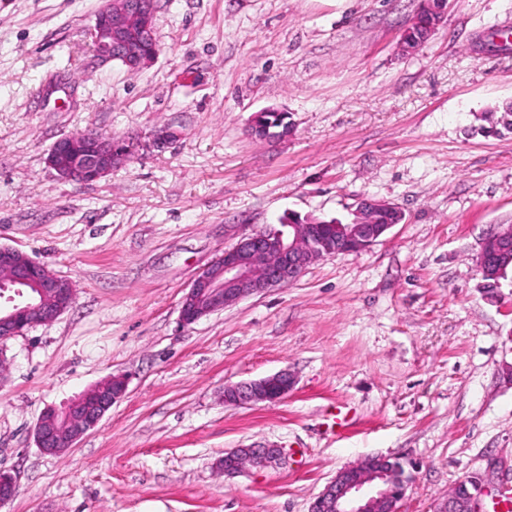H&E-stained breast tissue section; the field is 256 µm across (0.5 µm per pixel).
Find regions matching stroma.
<instances>
[{
	"label": "stroma",
	"instance_id": "1",
	"mask_svg": "<svg viewBox=\"0 0 512 512\" xmlns=\"http://www.w3.org/2000/svg\"><path fill=\"white\" fill-rule=\"evenodd\" d=\"M107 0H0V244L76 289L71 308L0 345V512H310L346 466L401 462V512L459 481L512 490V274L487 292L475 259L512 225V0H450L413 54L420 0H156L158 53L139 71L95 55ZM287 112L282 138L252 116ZM175 139L156 150L154 132ZM94 130L130 143L94 182L46 158ZM405 219L369 249L310 265L185 325L195 276L292 216L349 220L361 200ZM288 371L275 403L225 387ZM125 395L66 455L35 424L97 383ZM343 405L349 430L327 428ZM283 458L225 477L232 448Z\"/></svg>",
	"mask_w": 512,
	"mask_h": 512
}]
</instances>
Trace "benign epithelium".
Returning <instances> with one entry per match:
<instances>
[{"instance_id": "7a95c632", "label": "benign epithelium", "mask_w": 512, "mask_h": 512, "mask_svg": "<svg viewBox=\"0 0 512 512\" xmlns=\"http://www.w3.org/2000/svg\"><path fill=\"white\" fill-rule=\"evenodd\" d=\"M448 10V0H423L411 25L400 40V50L414 52L438 29ZM154 11L141 0H110L96 15L91 36L95 52L105 61L121 62L131 70L149 65L157 55L153 29ZM130 145L87 131L58 141L46 163L56 175L69 181L92 182L126 161ZM378 213L393 216L391 224H374ZM403 212L385 201L364 200L350 222L328 227L320 221L292 220L279 227H266L243 238L194 278L182 300L180 321L190 325L248 296L296 280L314 261L326 256L365 250L377 243L394 225L402 222ZM512 226L491 228L476 259L486 287L497 288L512 272V245H506ZM0 344L25 329L56 321L74 303L73 283L12 247L0 245ZM288 372L280 371L258 380L224 388V403L241 405L277 402L293 388ZM127 380L114 375L75 397L62 408H49L34 428L36 446L45 454L62 455L95 429L112 405L122 398ZM281 448H236L224 453V460L235 463L218 466L234 475L246 466H265L278 460ZM382 457L369 458L336 474L311 506V512H400L402 498L389 489L376 490L370 483L380 479L388 484L405 480L400 468L385 466ZM16 477L0 470V505L15 495ZM491 487L476 493L453 496L438 512H485V498Z\"/></svg>"}]
</instances>
